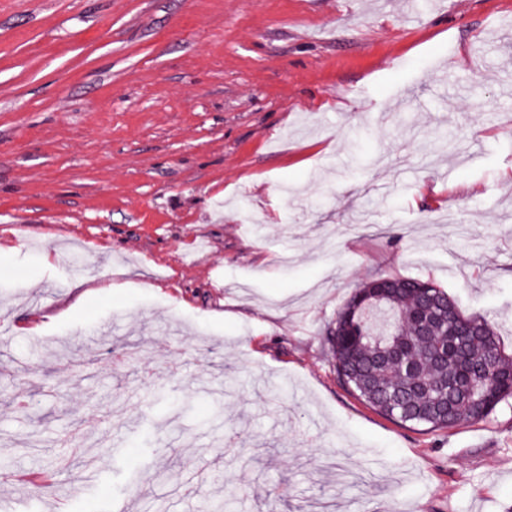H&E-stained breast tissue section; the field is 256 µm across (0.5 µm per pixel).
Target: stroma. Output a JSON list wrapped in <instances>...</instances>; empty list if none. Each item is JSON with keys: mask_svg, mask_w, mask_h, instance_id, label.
Returning a JSON list of instances; mask_svg holds the SVG:
<instances>
[{"mask_svg": "<svg viewBox=\"0 0 512 512\" xmlns=\"http://www.w3.org/2000/svg\"><path fill=\"white\" fill-rule=\"evenodd\" d=\"M379 276L512 352V0H0V457L56 475L10 512H512V399L338 381Z\"/></svg>", "mask_w": 512, "mask_h": 512, "instance_id": "35a3bbf8", "label": "stroma"}]
</instances>
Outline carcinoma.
I'll use <instances>...</instances> for the list:
<instances>
[{
  "label": "carcinoma",
  "instance_id": "obj_1",
  "mask_svg": "<svg viewBox=\"0 0 512 512\" xmlns=\"http://www.w3.org/2000/svg\"><path fill=\"white\" fill-rule=\"evenodd\" d=\"M382 281L390 291L381 301L364 282L329 331L347 388L387 419L428 430L484 420L512 398V354L492 323L462 311L433 283Z\"/></svg>",
  "mask_w": 512,
  "mask_h": 512
}]
</instances>
